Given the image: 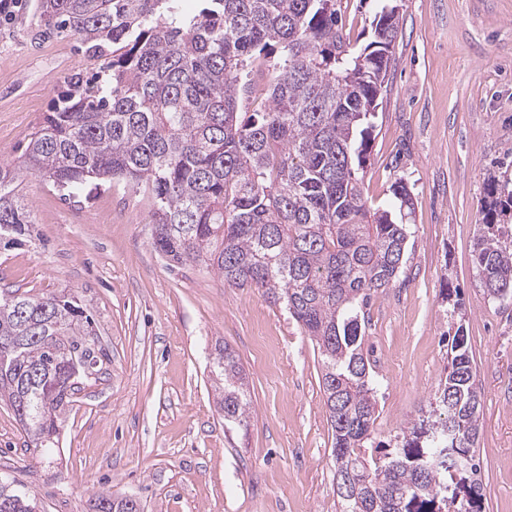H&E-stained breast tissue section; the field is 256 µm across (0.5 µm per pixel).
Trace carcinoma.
<instances>
[{"label": "carcinoma", "mask_w": 512, "mask_h": 512, "mask_svg": "<svg viewBox=\"0 0 512 512\" xmlns=\"http://www.w3.org/2000/svg\"><path fill=\"white\" fill-rule=\"evenodd\" d=\"M177 2L40 0V35L78 39L98 70L73 73L18 161L0 164V237L15 244L34 223L18 193L27 175L71 194L95 181L146 193L159 254L262 290L315 344L332 457L349 480L343 512H483L481 397L463 326L429 416L374 440L366 309L401 273L414 201L400 178L388 206L371 209L360 170L399 13L383 5L357 50L341 0ZM488 198L474 252L494 299L504 286L512 295V247L497 234L512 218L509 182L490 177ZM95 326L74 295L0 290V400L36 448L58 443L73 363L99 360ZM213 365L224 426L242 429L243 365L226 343ZM0 512H36L35 498L0 478ZM89 512L135 510L102 491Z\"/></svg>", "instance_id": "obj_1"}]
</instances>
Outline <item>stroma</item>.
Segmentation results:
<instances>
[{
    "mask_svg": "<svg viewBox=\"0 0 512 512\" xmlns=\"http://www.w3.org/2000/svg\"><path fill=\"white\" fill-rule=\"evenodd\" d=\"M402 30L363 171L373 205L405 179L416 201L406 264L370 303L378 440L418 418L463 326L482 399L476 451L486 512H512V303L484 293L474 264L489 177L512 179V0H395ZM356 47L381 0H342ZM37 0L0 15V162L20 156L67 77L91 67L70 38H37ZM35 222L0 250V289L76 296L105 357L66 411L53 451L31 447L0 401V477L38 512H88L109 491L144 512H339L321 357L282 306L229 288L206 266L170 267L152 246L151 202L123 186L73 196L25 176ZM461 292L462 307L442 300ZM248 377L246 430L217 404L216 342Z\"/></svg>",
    "mask_w": 512,
    "mask_h": 512,
    "instance_id": "35a3bbf8",
    "label": "stroma"
}]
</instances>
